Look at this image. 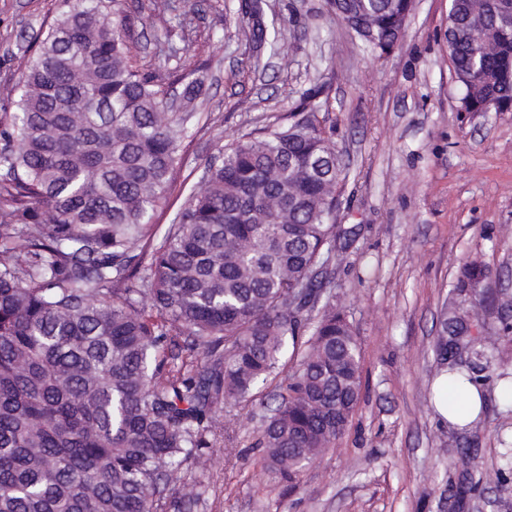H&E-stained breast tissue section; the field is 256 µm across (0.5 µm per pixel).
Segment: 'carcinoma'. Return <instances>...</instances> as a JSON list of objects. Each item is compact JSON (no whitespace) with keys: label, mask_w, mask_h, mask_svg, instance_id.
Listing matches in <instances>:
<instances>
[{"label":"carcinoma","mask_w":512,"mask_h":512,"mask_svg":"<svg viewBox=\"0 0 512 512\" xmlns=\"http://www.w3.org/2000/svg\"><path fill=\"white\" fill-rule=\"evenodd\" d=\"M326 4L379 56L413 8ZM501 4L450 0L463 112L512 107ZM64 6L0 88L16 107L0 114V512H156L184 467L208 460L224 409L270 377L257 447L293 483L345 433L361 391L357 336L327 295L352 234L335 224L346 174L327 101L219 147L156 244L202 86L140 69L121 0ZM492 284L465 266L467 299L436 336L459 414L465 385L491 377L470 321ZM454 466L477 470L473 451Z\"/></svg>","instance_id":"1"}]
</instances>
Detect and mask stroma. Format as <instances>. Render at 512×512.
<instances>
[{
	"label": "stroma",
	"mask_w": 512,
	"mask_h": 512,
	"mask_svg": "<svg viewBox=\"0 0 512 512\" xmlns=\"http://www.w3.org/2000/svg\"><path fill=\"white\" fill-rule=\"evenodd\" d=\"M260 2L280 48L255 39ZM449 0H416L397 46L373 56L326 0H123L138 62L202 82L201 119L155 217L164 235L216 146L287 122L303 97L328 99L326 123L346 168L338 224L355 240L332 271L330 296L361 346L362 392L347 433L292 489L263 467L255 442L274 386L232 406L206 467L183 471L178 512H512V481L479 484L464 503L453 462L479 470L512 451V408L488 388L486 411L457 429L432 403L434 338L462 267L487 266L512 301V112L466 113L448 55ZM61 0H0V86L15 58L53 23Z\"/></svg>",
	"instance_id": "1"
}]
</instances>
